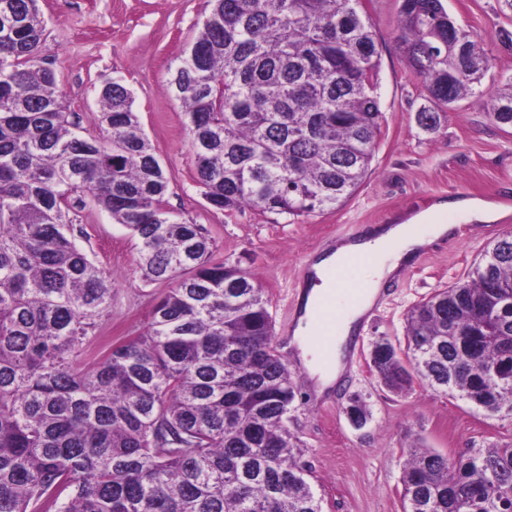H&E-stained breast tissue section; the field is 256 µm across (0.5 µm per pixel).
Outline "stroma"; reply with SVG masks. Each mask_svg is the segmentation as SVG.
Instances as JSON below:
<instances>
[{
    "label": "stroma",
    "mask_w": 512,
    "mask_h": 512,
    "mask_svg": "<svg viewBox=\"0 0 512 512\" xmlns=\"http://www.w3.org/2000/svg\"><path fill=\"white\" fill-rule=\"evenodd\" d=\"M443 3L480 36L492 61L480 93L448 109L436 132L422 131L415 115L426 103L425 91L394 44L398 2L363 0L378 50L385 116L375 157L345 206L290 224L249 208L224 215L207 205L196 181L183 107L165 84L199 32L205 0L39 2L46 22L41 57L54 70L73 120L84 134L95 133L103 83L116 74L124 77L141 127L169 180V208L205 227L214 261L239 266L263 285L278 346L288 344L295 328L287 310L303 260L341 240L350 225L398 224L442 201L479 198L498 207L499 218L483 228L465 222L454 210L440 214V221L457 225L456 238L436 242L415 258L396 278L391 294L363 321L358 330L362 351L350 356L344 374L350 386L337 395L334 406L315 408L308 372H296L289 427L301 442L322 512H403V450L411 444L454 456L471 448L512 445V416L487 415L421 383L409 395H394L380 386L369 365L378 337L405 345L408 310L435 290L465 279L488 246L512 233V129L497 127L486 114L490 94L512 81V46L502 36L512 32V20L501 14L498 0ZM78 220L88 235L85 249L114 279L112 313L100 322L97 335L117 339L143 331L168 282L141 279L127 230L94 203L86 204ZM353 394L367 404V422L360 428L343 411Z\"/></svg>",
    "instance_id": "1"
}]
</instances>
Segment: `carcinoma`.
I'll return each mask as SVG.
<instances>
[{"mask_svg": "<svg viewBox=\"0 0 512 512\" xmlns=\"http://www.w3.org/2000/svg\"><path fill=\"white\" fill-rule=\"evenodd\" d=\"M398 16L395 45L428 93L416 123L434 132L491 62L442 0H398ZM44 36L39 0H0V512H321L264 288L167 208L122 78L81 134ZM378 69L362 0H207L166 82L206 202L287 220L343 206L382 132ZM505 106L512 87L492 97L494 123ZM87 194L129 232L142 280L171 283L145 329L112 342L95 336L111 277L76 243ZM469 336L497 354L472 358ZM406 338L370 353L389 390L417 380L512 415V233L414 305ZM402 485L404 512H512V446L450 459L419 443Z\"/></svg>", "mask_w": 512, "mask_h": 512, "instance_id": "cac0c4a2", "label": "carcinoma"}]
</instances>
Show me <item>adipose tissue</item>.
<instances>
[{"label": "adipose tissue", "mask_w": 512, "mask_h": 512, "mask_svg": "<svg viewBox=\"0 0 512 512\" xmlns=\"http://www.w3.org/2000/svg\"><path fill=\"white\" fill-rule=\"evenodd\" d=\"M416 224L426 225L429 235L435 240L444 238L452 230L451 225L436 223L433 211L426 210L413 215L409 221L374 228L361 239L337 243L334 249L318 256L314 264L318 270L332 265L340 257L359 252L370 253L374 258L373 272L365 283L361 307L349 315L336 338V361H343L346 340L360 320L363 310L374 304L387 282L423 247V240L412 236V227Z\"/></svg>", "instance_id": "1"}]
</instances>
